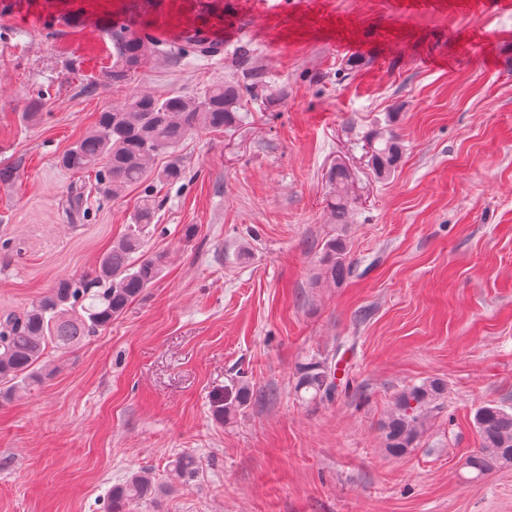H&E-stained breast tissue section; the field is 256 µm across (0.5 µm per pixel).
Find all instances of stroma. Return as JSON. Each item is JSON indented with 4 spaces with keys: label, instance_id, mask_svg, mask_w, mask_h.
<instances>
[{
    "label": "stroma",
    "instance_id": "stroma-1",
    "mask_svg": "<svg viewBox=\"0 0 512 512\" xmlns=\"http://www.w3.org/2000/svg\"><path fill=\"white\" fill-rule=\"evenodd\" d=\"M228 22L219 53L108 76L110 27L175 50ZM226 79L240 123L186 139L185 179L157 189L144 250L172 254L165 275L0 405V512H109L143 469L160 493L136 512H512V467L465 465L476 409H512V0H16L0 10V316L92 271L143 194L99 197L58 156L129 93ZM383 122L404 150L382 180L366 152ZM339 162L358 197L341 226ZM337 233L351 272L333 285L318 258ZM326 357L346 393L302 402L300 366ZM433 378L443 408L388 454L395 396ZM241 384L261 401L219 414ZM181 455L194 478L173 479ZM330 179L334 187L332 188L328 207L336 220V224H344L347 214L357 199L351 194L353 176L345 166L336 165Z\"/></svg>",
    "mask_w": 512,
    "mask_h": 512
}]
</instances>
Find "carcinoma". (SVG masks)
I'll list each match as a JSON object with an SVG mask.
<instances>
[{
	"instance_id": "carcinoma-1",
	"label": "carcinoma",
	"mask_w": 512,
	"mask_h": 512,
	"mask_svg": "<svg viewBox=\"0 0 512 512\" xmlns=\"http://www.w3.org/2000/svg\"><path fill=\"white\" fill-rule=\"evenodd\" d=\"M112 37V83L128 82L139 69L162 51L159 41L148 33L125 27L110 29ZM215 52L208 39L197 33L184 55L206 56ZM242 90L229 82L215 83L196 95L173 94L157 98L149 93L130 94L123 102L100 114L94 129L67 150L60 165L70 171H95L97 193L115 197L129 186L152 182L174 184L185 178L186 169L176 148L202 129L221 130L239 120ZM371 169L383 179L395 170L401 155L399 138L381 126L369 135ZM170 154L169 162L156 169L152 161ZM328 207L336 223L345 218L356 198L351 194L353 176L343 165L331 173ZM156 200L151 186L144 188L141 204L126 233L112 242L93 271L79 278H63L24 312L7 314L0 320V400L16 396L44 383L47 351L60 352L81 345L126 311L145 289L160 280L170 254L141 253L146 229L152 224ZM348 248L345 239L333 236L319 257L320 276L334 284L346 278ZM339 363L330 359L311 360L300 369L296 392L306 401L329 402L338 394ZM446 389L432 379L407 387L396 399L395 408L383 425L385 448L401 456L415 448L423 431L425 414L439 407ZM481 439L478 453L467 466L482 475L493 466H512V412L485 405L474 414ZM194 458L183 455L172 463V475L183 479L195 472ZM154 499V485L147 470L131 475L112 488L111 512H127L134 501Z\"/></svg>"
}]
</instances>
